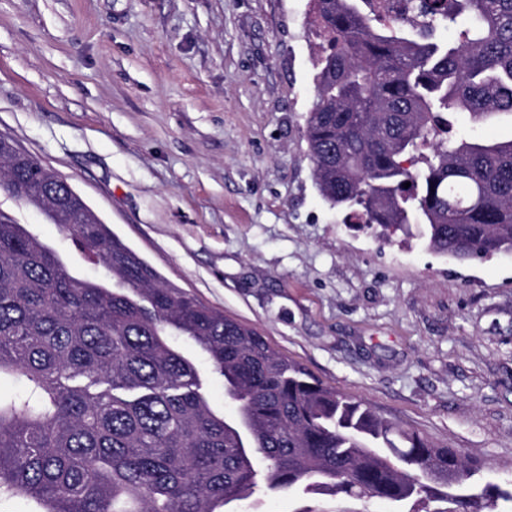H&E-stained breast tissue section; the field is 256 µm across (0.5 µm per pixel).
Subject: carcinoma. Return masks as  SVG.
Instances as JSON below:
<instances>
[{
  "mask_svg": "<svg viewBox=\"0 0 512 512\" xmlns=\"http://www.w3.org/2000/svg\"><path fill=\"white\" fill-rule=\"evenodd\" d=\"M368 0H311L323 38L307 140L321 195L385 241L416 227L459 262L512 253V139L454 132L512 119V0H425L415 23L380 22ZM458 41L432 40L437 29ZM3 186L112 276L70 274L25 224L0 213V501L44 512H219L261 493L376 499L429 512H495L512 483L486 482L456 449L324 386L254 328L166 282L57 174L4 156ZM410 187H404L405 183ZM190 342L224 380L216 414Z\"/></svg>",
  "mask_w": 512,
  "mask_h": 512,
  "instance_id": "cac0c4a2",
  "label": "carcinoma"
}]
</instances>
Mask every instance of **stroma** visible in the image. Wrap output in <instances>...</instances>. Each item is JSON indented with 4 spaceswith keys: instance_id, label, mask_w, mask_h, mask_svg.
<instances>
[{
    "instance_id": "stroma-1",
    "label": "stroma",
    "mask_w": 512,
    "mask_h": 512,
    "mask_svg": "<svg viewBox=\"0 0 512 512\" xmlns=\"http://www.w3.org/2000/svg\"><path fill=\"white\" fill-rule=\"evenodd\" d=\"M310 0H0V135L169 282L324 385L512 478V255L388 246L320 195ZM77 276L105 278L35 209ZM237 512H391L299 492Z\"/></svg>"
}]
</instances>
